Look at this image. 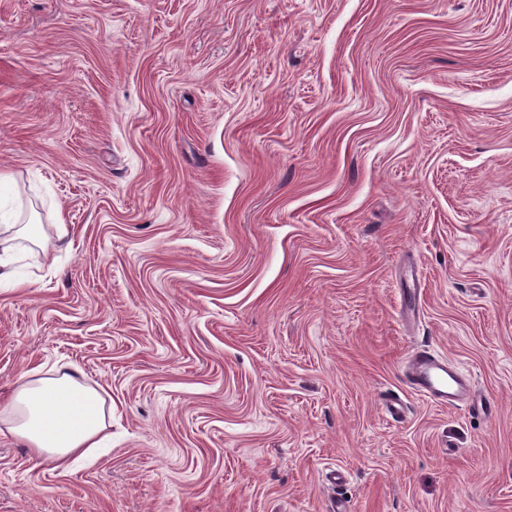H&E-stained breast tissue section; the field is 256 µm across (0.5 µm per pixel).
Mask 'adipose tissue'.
I'll return each mask as SVG.
<instances>
[{"instance_id":"adipose-tissue-1","label":"adipose tissue","mask_w":512,"mask_h":512,"mask_svg":"<svg viewBox=\"0 0 512 512\" xmlns=\"http://www.w3.org/2000/svg\"><path fill=\"white\" fill-rule=\"evenodd\" d=\"M34 224L12 223L0 229V291L23 287L15 274L23 242L37 243ZM75 364L33 373L0 402V429L25 440L36 456L70 464L96 456L111 436L105 401L86 385Z\"/></svg>"}]
</instances>
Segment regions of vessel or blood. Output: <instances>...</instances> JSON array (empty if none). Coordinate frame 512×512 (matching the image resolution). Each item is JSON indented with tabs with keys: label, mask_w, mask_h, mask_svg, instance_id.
Wrapping results in <instances>:
<instances>
[{
	"label": "vessel or blood",
	"mask_w": 512,
	"mask_h": 512,
	"mask_svg": "<svg viewBox=\"0 0 512 512\" xmlns=\"http://www.w3.org/2000/svg\"><path fill=\"white\" fill-rule=\"evenodd\" d=\"M402 378L411 391L433 402L473 408L479 405L471 380L431 352H417L405 367Z\"/></svg>",
	"instance_id": "vessel-or-blood-1"
}]
</instances>
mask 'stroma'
Returning a JSON list of instances; mask_svg holds the SVG:
<instances>
[{"mask_svg": "<svg viewBox=\"0 0 512 512\" xmlns=\"http://www.w3.org/2000/svg\"><path fill=\"white\" fill-rule=\"evenodd\" d=\"M0 174V393L112 406L85 466L0 435V512H512V0H0ZM21 215H17L12 224L0 226V291H13L23 288L27 281L19 279L15 274V265L22 255V247L17 240H25L34 245H39L37 224H18ZM2 226L4 229L2 230ZM42 249L44 247L40 246ZM402 378L406 387L429 400L448 406L481 409L471 380L448 366V360L429 351L417 352L405 367Z\"/></svg>", "mask_w": 512, "mask_h": 512, "instance_id": "1", "label": "stroma"}]
</instances>
